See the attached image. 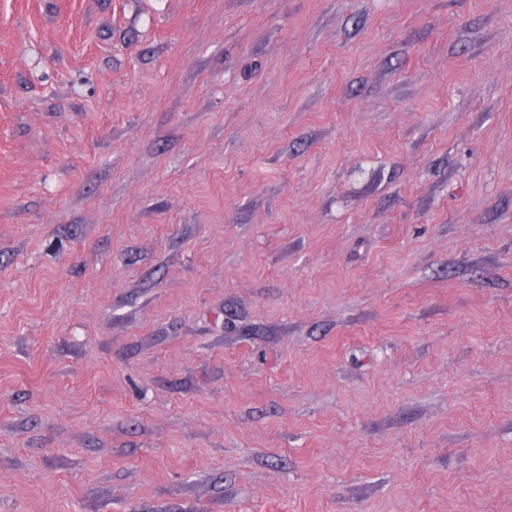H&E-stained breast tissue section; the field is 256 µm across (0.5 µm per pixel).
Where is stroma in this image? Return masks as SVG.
<instances>
[{"label":"stroma","instance_id":"1","mask_svg":"<svg viewBox=\"0 0 512 512\" xmlns=\"http://www.w3.org/2000/svg\"><path fill=\"white\" fill-rule=\"evenodd\" d=\"M0 512H512V0H0Z\"/></svg>","mask_w":512,"mask_h":512}]
</instances>
